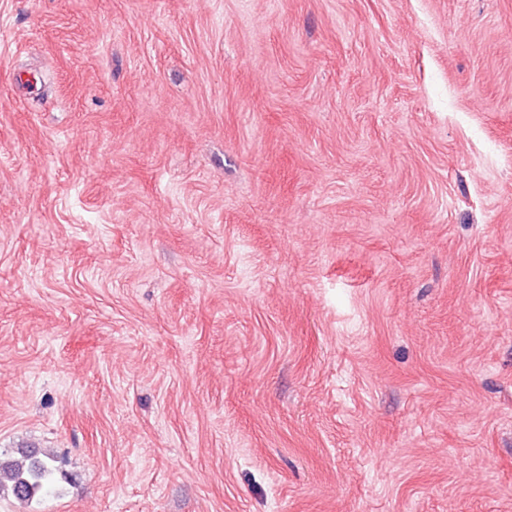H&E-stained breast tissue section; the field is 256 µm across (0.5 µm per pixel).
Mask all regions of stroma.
<instances>
[{"mask_svg":"<svg viewBox=\"0 0 512 512\" xmlns=\"http://www.w3.org/2000/svg\"><path fill=\"white\" fill-rule=\"evenodd\" d=\"M0 512H512V0H0ZM56 467L46 453L21 450L19 457H0V492L7 490L18 500H29L54 489Z\"/></svg>","mask_w":512,"mask_h":512,"instance_id":"obj_1","label":"stroma"}]
</instances>
